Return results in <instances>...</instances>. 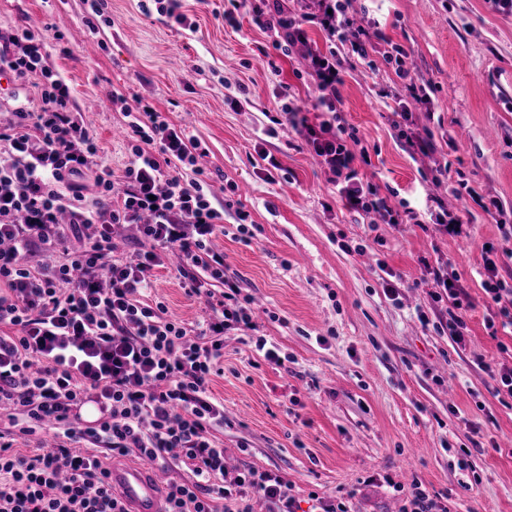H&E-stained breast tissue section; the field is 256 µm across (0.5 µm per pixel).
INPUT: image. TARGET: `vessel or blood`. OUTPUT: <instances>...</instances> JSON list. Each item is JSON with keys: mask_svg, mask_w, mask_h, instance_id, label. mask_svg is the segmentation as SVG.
<instances>
[{"mask_svg": "<svg viewBox=\"0 0 512 512\" xmlns=\"http://www.w3.org/2000/svg\"><path fill=\"white\" fill-rule=\"evenodd\" d=\"M107 481L121 495L128 512H163L159 480L148 466L113 464Z\"/></svg>", "mask_w": 512, "mask_h": 512, "instance_id": "vessel-or-blood-1", "label": "vessel or blood"}]
</instances>
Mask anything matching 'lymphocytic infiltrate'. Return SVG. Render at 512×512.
Returning <instances> with one entry per match:
<instances>
[{"label":"lymphocytic infiltrate","mask_w":512,"mask_h":512,"mask_svg":"<svg viewBox=\"0 0 512 512\" xmlns=\"http://www.w3.org/2000/svg\"><path fill=\"white\" fill-rule=\"evenodd\" d=\"M224 20L236 25L244 11L253 23L273 31V47L290 55L307 38L308 26L322 29L327 51L314 53L310 76L318 91L315 117L288 101L281 110L335 177L336 191L361 217L380 215L385 223L403 218L364 180L355 166L361 143L341 114L343 56L375 68L374 53L400 81L394 115L407 117L408 100H423L406 66V52L381 28H354L351 0H322L319 14L281 0H230ZM46 43L29 28L0 30V76L18 98L36 84V108L17 107L0 127V406L10 409L0 428V512H125L106 483L105 458L137 455L166 471L183 464L190 480L165 491L166 512H227L232 497H264L272 512H295L285 478L250 470L235 490L224 486V451L215 431L224 426V406L209 393L224 350V332L252 328L250 299L224 272V256L211 247L223 231L224 209L212 205L214 192L197 166L206 149L151 105L131 117L134 159L122 183H115L97 144L76 112L72 90L46 63ZM194 177L185 180L183 168ZM236 211L238 221L248 218ZM116 224H136L142 250L117 256ZM45 256L32 267L31 250ZM180 257L178 273L189 293L211 297L208 316L197 323L166 317L163 305L140 302L153 286V271L169 250ZM487 256L484 290L502 328L512 329V285L499 280ZM72 281L68 291L59 282ZM224 284L214 293L210 282ZM436 300L452 310L439 331L463 342L467 324L461 312L467 295L445 275L435 277ZM87 399L102 406L96 426L76 428L74 407ZM49 430L56 445L23 454L20 437Z\"/></svg>","instance_id":"1"}]
</instances>
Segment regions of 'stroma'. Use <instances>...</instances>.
Wrapping results in <instances>:
<instances>
[{"instance_id": "1", "label": "stroma", "mask_w": 512, "mask_h": 512, "mask_svg": "<svg viewBox=\"0 0 512 512\" xmlns=\"http://www.w3.org/2000/svg\"><path fill=\"white\" fill-rule=\"evenodd\" d=\"M142 4L106 0L92 32L85 0H0V29L72 36L67 56L47 44V63L72 87L115 177L132 161L126 115L147 103L207 150L199 164L225 211L213 245L255 325L225 330L209 385L224 405L225 483L244 468L277 472L296 512H403L416 487L442 512H512V397L495 392L498 372L512 369V332L486 325L481 252L501 242L500 212L512 213V14L490 0H353L351 16L379 22L404 47L430 96L395 129L384 96L393 70L344 61L342 116L370 157L360 171L416 215L371 226L291 126H273L282 86L307 108L317 94L306 69L273 50V31L247 15L225 24V0H182L183 25ZM408 134L433 149L412 152ZM265 153L282 165L271 177ZM462 181L470 191L454 197ZM430 196L452 200L469 238L428 224ZM230 197L249 212L251 238L225 210ZM437 269L468 292L463 342L433 328L448 308L433 299ZM388 283L398 299L386 297ZM149 300L187 323L208 313L170 263ZM256 334L282 365L264 360Z\"/></svg>"}]
</instances>
